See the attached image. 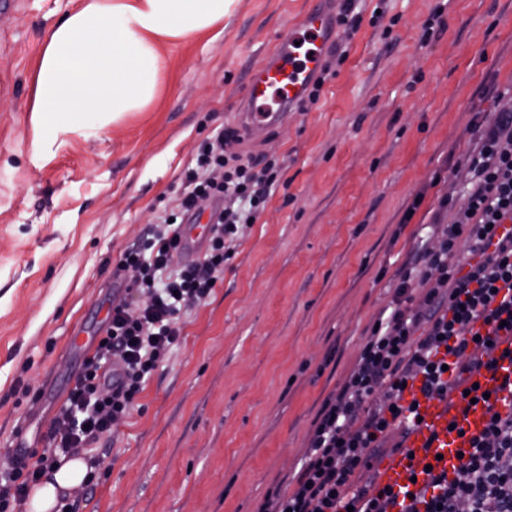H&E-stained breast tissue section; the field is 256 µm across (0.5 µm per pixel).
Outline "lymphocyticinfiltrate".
<instances>
[{
	"instance_id": "f902f5d3",
	"label": "lymphocytic infiltrate",
	"mask_w": 512,
	"mask_h": 512,
	"mask_svg": "<svg viewBox=\"0 0 512 512\" xmlns=\"http://www.w3.org/2000/svg\"><path fill=\"white\" fill-rule=\"evenodd\" d=\"M494 116L476 111L477 145L466 157L465 203L422 246V262L402 265L391 304L370 328L358 360L313 424L305 458L291 489L269 491L259 512H512V411L494 413L481 436L464 449L455 475L428 474L404 500L391 489L359 483L382 449L401 454L406 441V388L426 396L469 390L494 364L493 346L473 336L483 319L489 336H512V87L493 98ZM237 130L217 133L183 173L181 215L195 216L204 200H221L202 259L174 267L184 249L180 224L162 222L118 262L132 271L138 302L113 305L105 334L52 420L48 444L35 462L7 459L0 471V512L23 502L32 486L67 459L88 458L91 446L135 407L144 384L181 335L184 307L205 302L228 259L240 225L255 223L278 180L268 162L232 153Z\"/></svg>"
}]
</instances>
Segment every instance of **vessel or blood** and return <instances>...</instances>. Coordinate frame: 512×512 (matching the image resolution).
Instances as JSON below:
<instances>
[{"label":"vessel or blood","mask_w":512,"mask_h":512,"mask_svg":"<svg viewBox=\"0 0 512 512\" xmlns=\"http://www.w3.org/2000/svg\"><path fill=\"white\" fill-rule=\"evenodd\" d=\"M301 25L306 36L293 29L282 35L276 55L248 80L240 109L245 135H261L300 109L309 78L319 70L333 42L334 0H316ZM495 359V371L481 372L477 378L483 398L476 403L456 394L440 399L423 397L416 390L405 392L404 404H416L422 422L411 433L405 454L378 469V486L396 489L407 485L409 476H422L430 464L450 472L461 465L459 452L467 447L469 438L483 430L494 412L512 406V391L502 387L504 380H512V338L498 337Z\"/></svg>","instance_id":"vessel-or-blood-1"}]
</instances>
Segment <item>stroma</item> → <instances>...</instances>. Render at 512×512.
I'll use <instances>...</instances> for the list:
<instances>
[{"instance_id": "obj_1", "label": "stroma", "mask_w": 512, "mask_h": 512, "mask_svg": "<svg viewBox=\"0 0 512 512\" xmlns=\"http://www.w3.org/2000/svg\"><path fill=\"white\" fill-rule=\"evenodd\" d=\"M0 16V459L45 441L113 304L121 254L171 209L199 145L237 124L250 75L313 0H234L221 35L166 45L162 91L98 135L29 160L32 70L82 0ZM316 102L243 154L280 184L131 415L92 453L79 512H258L299 466L325 398L390 302L441 198L462 203L474 106L512 86V0H357ZM444 25L425 36L434 11Z\"/></svg>"}]
</instances>
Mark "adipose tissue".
<instances>
[{
  "instance_id": "adipose-tissue-1",
  "label": "adipose tissue",
  "mask_w": 512,
  "mask_h": 512,
  "mask_svg": "<svg viewBox=\"0 0 512 512\" xmlns=\"http://www.w3.org/2000/svg\"><path fill=\"white\" fill-rule=\"evenodd\" d=\"M234 0H84L52 28L33 74L30 161L41 166L66 135L89 136L156 97L164 43L223 25ZM88 465L72 459L37 486L30 512H53Z\"/></svg>"
}]
</instances>
